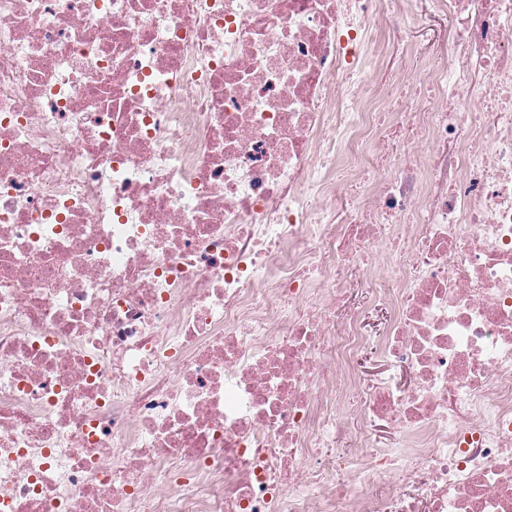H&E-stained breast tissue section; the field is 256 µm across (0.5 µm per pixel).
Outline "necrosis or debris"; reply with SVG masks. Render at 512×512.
I'll return each mask as SVG.
<instances>
[{
	"mask_svg": "<svg viewBox=\"0 0 512 512\" xmlns=\"http://www.w3.org/2000/svg\"><path fill=\"white\" fill-rule=\"evenodd\" d=\"M413 3L0 0V512H512V0ZM418 13L422 15L424 18V22L420 27V31L418 35H420L419 40L425 46L427 45V40H431L434 38H444L449 36V29L443 22H434L431 21L429 13V4L427 1H420L417 4ZM431 19V20H430Z\"/></svg>",
	"mask_w": 512,
	"mask_h": 512,
	"instance_id": "1",
	"label": "necrosis or debris"
}]
</instances>
